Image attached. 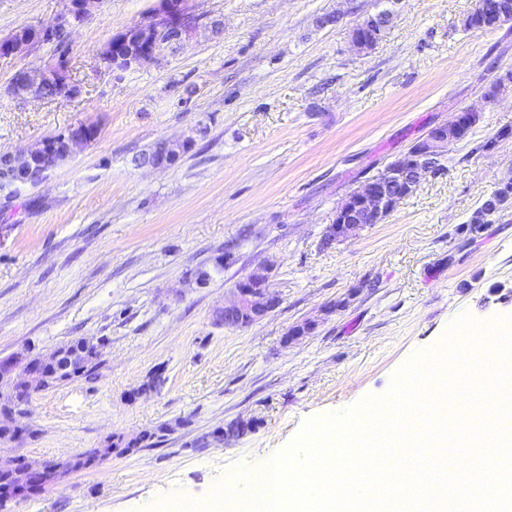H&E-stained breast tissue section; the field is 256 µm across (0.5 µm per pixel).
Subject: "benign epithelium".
Here are the masks:
<instances>
[{"label": "benign epithelium", "mask_w": 512, "mask_h": 512, "mask_svg": "<svg viewBox=\"0 0 512 512\" xmlns=\"http://www.w3.org/2000/svg\"><path fill=\"white\" fill-rule=\"evenodd\" d=\"M100 0H65L64 10L57 21L45 27H33L19 33L16 39L0 49V59L10 58L36 42L53 43L59 34L83 23L91 15L93 4ZM158 21H148L125 28L109 39L100 54L101 63L108 69L121 70L156 59L165 47L179 43L182 37L169 36L172 30H181L183 0H158ZM52 83L63 97H76L82 88L69 77L66 67L47 64L35 69L17 71L5 93L14 98L30 96L39 99V89ZM478 112L467 109L458 112L446 123L433 127L424 137L414 143L408 151L389 164L380 177H375L354 190L342 202L326 233L333 241L352 236L366 224H380L394 210L402 194L413 192L420 180L434 173L438 161L448 154L453 144L450 133L468 123ZM85 124L76 131H68L59 141L42 140L37 146L24 152H7L0 155V168L5 173L4 181L12 186H38L48 173L70 159L81 147L88 144ZM178 144L176 140L163 139L157 146V156L143 162L145 166L169 168L180 159L181 154L169 150ZM279 298L268 285V276L256 270L239 280L232 298L224 302V326L247 327L276 310ZM38 378V372L17 363L0 361V381L7 382L16 391H27Z\"/></svg>", "instance_id": "obj_1"}]
</instances>
